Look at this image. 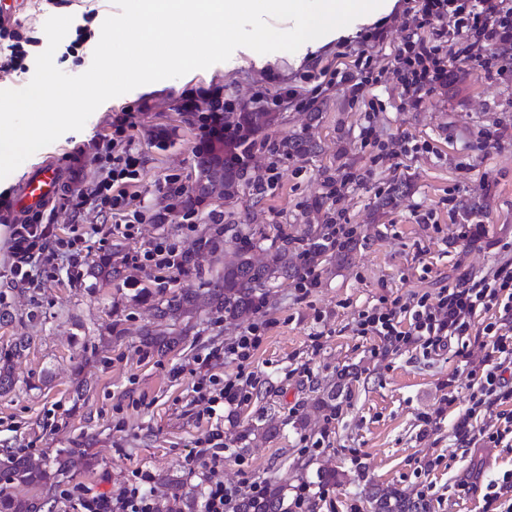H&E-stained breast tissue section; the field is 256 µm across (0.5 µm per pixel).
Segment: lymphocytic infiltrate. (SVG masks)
<instances>
[{
    "label": "lymphocytic infiltrate",
    "instance_id": "f902f5d3",
    "mask_svg": "<svg viewBox=\"0 0 512 512\" xmlns=\"http://www.w3.org/2000/svg\"><path fill=\"white\" fill-rule=\"evenodd\" d=\"M406 34L387 66L377 64L381 32H374L355 51L352 65L332 71L328 78L298 92L284 88L276 106L296 104L299 110L313 107L332 89L343 88L352 102L365 101L368 86L393 76L404 108L419 110L434 92L447 86L453 75L451 61H460L484 75L505 74L512 65V0H415L405 24ZM135 115L116 116L112 136L99 142L108 165L81 194L107 208L110 223L91 230L72 228L57 235L43 213L35 212L24 223L11 227L10 272L21 285L42 284L66 272L78 278L83 250L90 236H97L100 248L112 237L134 236L145 218L144 198L134 193L142 177L140 151L131 134ZM181 250L167 234L153 237L148 247L126 254L124 263L142 271L167 275L180 273ZM494 312L495 318L481 334L490 351L480 363L466 362L468 375L476 387L470 406L459 415L453 429L458 445L467 447L476 440L498 442L499 432L477 428L478 413L512 401V261L500 264L493 273L471 284L438 289L435 293L413 295L403 304L374 305L358 313L354 331L359 336H376L382 341V355H397L415 348H441L452 338L471 335L477 315ZM153 477L137 472L134 482L119 497L87 491L76 496L82 512H158L151 494Z\"/></svg>",
    "mask_w": 512,
    "mask_h": 512
}]
</instances>
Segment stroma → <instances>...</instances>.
I'll return each mask as SVG.
<instances>
[{
	"mask_svg": "<svg viewBox=\"0 0 512 512\" xmlns=\"http://www.w3.org/2000/svg\"><path fill=\"white\" fill-rule=\"evenodd\" d=\"M97 8V15L86 20L83 0H53L43 11L36 0H16L10 24L34 44L21 69L14 70L5 65L11 51L0 40V89L30 82L35 59L48 44L44 23L53 15L71 16L67 40L75 39L79 27L91 34L61 70L70 75L88 70L102 23L117 11L112 0H99ZM358 44L355 38L332 43L307 51L300 64L263 67L235 50L227 61L107 100L81 131L63 134L0 180V192L13 194L36 166L56 162L66 173L60 194L47 207L57 234L66 235L75 224L89 228L102 223L98 210L86 206L77 213L71 203L101 169L96 139L111 134L112 119L120 112L137 114L132 135L143 161L137 189L149 214L140 234L114 238L106 251L92 250L80 281L62 274L42 287L24 288L10 272V227L0 226V311L8 315L0 324V352L10 350L18 338L29 340L13 361V389L0 394V455L22 451L52 460L64 449L84 448L93 464L78 468L65 488L116 495L132 481L133 471L146 469L153 475L157 501L170 496L163 483L170 476L180 480L192 512H201L210 472L190 452L220 426L224 452L217 474L228 484L284 476L292 491L308 485L314 512H371L365 494L370 484L411 495L427 490L432 512H482L488 483L512 473V433L496 443L458 447L453 424L469 407L472 392L466 376L439 424L425 426L420 416L444 396L443 380L465 361L487 354L484 337L382 360L372 354L380 338L356 335L354 319L384 300L403 301L479 279L512 258V141L492 149L482 145L484 134L512 124V79H488L459 63L455 82L416 111L401 109L396 89L381 86L373 92L382 107L372 115L367 104L351 103L341 89L321 97L310 111L288 107L268 137L300 135L317 143L319 153L274 159L256 144L253 172L275 167L277 182L259 197L244 186L234 199L197 207L195 231L181 228L178 203L197 174L200 146L190 114L180 108L183 97L219 87L224 98L256 112L255 92L272 97L289 86L305 89L307 74L341 66L342 51ZM367 123L373 127L369 144L360 138ZM404 137L429 142L431 152H400ZM384 151L389 161H379ZM341 167L357 182L337 207L359 241L344 261L318 268V285L308 295H300L290 281L273 289L257 316L270 328L250 363L220 358L200 364V357L226 346L244 329L206 314L192 320L185 343L171 352L160 354L142 345V327L162 330L167 323L154 316L150 305L134 301L137 289L156 287L157 281L125 266L123 255L147 247L162 232L174 235L183 250H193L198 231L217 212H234L248 235L275 224L316 223L313 205L325 192L323 172ZM171 175L176 183L166 184ZM394 188L398 196L383 205ZM464 201L479 202L482 208L463 215ZM476 221L485 230L479 237L471 234ZM104 255L111 257L116 277L95 274L93 266ZM116 324L121 334H113ZM315 335L322 342L317 350L311 347ZM241 371L253 377L246 396L215 416L203 414L195 401L198 379L222 381ZM315 386L337 392L332 422L310 408ZM304 413L310 416L308 430H294L292 418ZM261 414L272 418L277 434L239 448L236 435ZM326 426L331 435L325 440L321 431ZM328 461L344 478L323 487L316 484V473ZM463 482L469 485L465 494L459 490Z\"/></svg>",
	"mask_w": 512,
	"mask_h": 512,
	"instance_id": "obj_1",
	"label": "stroma"
}]
</instances>
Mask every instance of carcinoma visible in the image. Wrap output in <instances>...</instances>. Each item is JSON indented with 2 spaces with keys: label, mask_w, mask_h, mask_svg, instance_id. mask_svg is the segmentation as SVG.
Returning <instances> with one entry per match:
<instances>
[{
  "label": "carcinoma",
  "mask_w": 512,
  "mask_h": 512,
  "mask_svg": "<svg viewBox=\"0 0 512 512\" xmlns=\"http://www.w3.org/2000/svg\"><path fill=\"white\" fill-rule=\"evenodd\" d=\"M278 121L275 112H238L233 123L247 135L224 141V155L209 150L199 151L197 168L208 176L220 175L224 180V199L235 198L244 185L255 191L265 190L258 176L248 171L249 157L255 141L251 137ZM274 156L292 157L310 155L316 148L302 137L288 136L266 142ZM330 212H324L320 224H276L273 236L262 235L269 240L263 257L255 259L252 244L242 237L238 225L231 221L212 225L198 240V249L213 257L215 269L208 275L198 274L199 287L189 291H172L158 286L141 288L136 294L138 301H153V309L160 317L173 322V329L160 334L150 329L142 330L143 344L164 353L183 343L187 327L181 322L194 317L200 311L226 321H247L259 314L267 304L272 288L289 280H300L308 272L328 259H341L356 245L350 237L338 248L329 237ZM27 340L19 339L11 350L0 356V391L12 386V359L20 355ZM313 406L325 412L326 418L336 415V394H323L319 388L311 390ZM70 469L66 463H47L35 460L27 453H6L0 459V478L5 482L34 491L31 496H0V512H40L42 497L49 495L63 480ZM372 512H432L431 500L420 494L410 497L395 487L375 489L369 493ZM240 512H290L288 481L274 478L263 484L256 496H248L240 503Z\"/></svg>",
  "instance_id": "1"
}]
</instances>
